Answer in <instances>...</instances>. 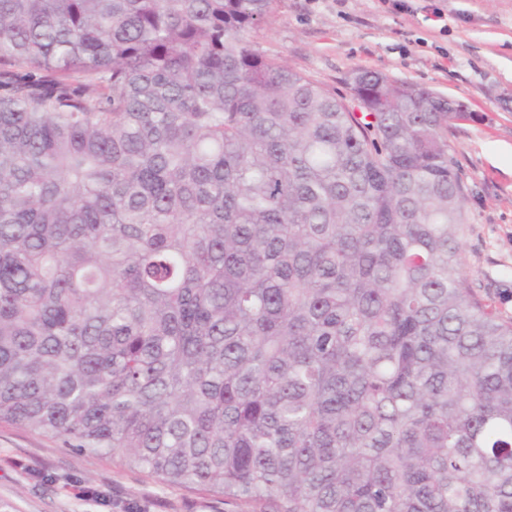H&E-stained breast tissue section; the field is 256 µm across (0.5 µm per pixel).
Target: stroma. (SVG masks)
<instances>
[{
	"label": "stroma",
	"mask_w": 512,
	"mask_h": 512,
	"mask_svg": "<svg viewBox=\"0 0 512 512\" xmlns=\"http://www.w3.org/2000/svg\"><path fill=\"white\" fill-rule=\"evenodd\" d=\"M280 0L250 40L347 98L353 71L373 70L462 103L448 130L465 187L466 276L512 319V0ZM48 481H41V474ZM0 512H261L200 489L164 485L110 456L0 423Z\"/></svg>",
	"instance_id": "35a3bbf8"
}]
</instances>
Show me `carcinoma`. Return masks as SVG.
Here are the masks:
<instances>
[{
	"instance_id": "cac0c4a2",
	"label": "carcinoma",
	"mask_w": 512,
	"mask_h": 512,
	"mask_svg": "<svg viewBox=\"0 0 512 512\" xmlns=\"http://www.w3.org/2000/svg\"><path fill=\"white\" fill-rule=\"evenodd\" d=\"M277 7L0 0V422L262 512H512L466 112L351 107L250 42Z\"/></svg>"
}]
</instances>
